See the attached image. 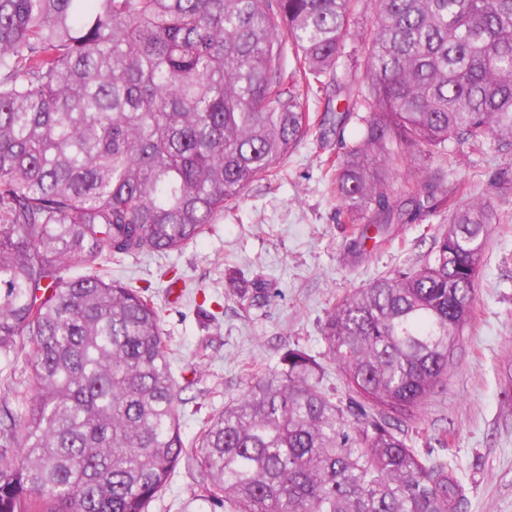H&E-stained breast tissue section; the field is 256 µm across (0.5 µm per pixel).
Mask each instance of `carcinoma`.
<instances>
[{"label":"carcinoma","mask_w":512,"mask_h":512,"mask_svg":"<svg viewBox=\"0 0 512 512\" xmlns=\"http://www.w3.org/2000/svg\"><path fill=\"white\" fill-rule=\"evenodd\" d=\"M359 0H0V512H148L181 464L228 512H462L458 468L406 442L445 387L491 224L452 212L427 262L336 302L324 356L252 373L186 444L178 381L128 256L180 251L305 137ZM361 36L362 139L325 160L347 219L377 231L448 203L445 175L407 177L404 148L512 154V0H378Z\"/></svg>","instance_id":"obj_1"}]
</instances>
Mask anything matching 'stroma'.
Masks as SVG:
<instances>
[{
	"label": "stroma",
	"mask_w": 512,
	"mask_h": 512,
	"mask_svg": "<svg viewBox=\"0 0 512 512\" xmlns=\"http://www.w3.org/2000/svg\"><path fill=\"white\" fill-rule=\"evenodd\" d=\"M340 95L310 97L312 109L349 112L328 143L306 137L228 204L209 230L185 250L164 256L129 257L113 264L112 276L148 288L163 300L162 329L173 352V368L197 364V384L187 389L180 415L182 436L194 443L204 417L223 410L246 387L248 369H272L291 347L323 359L322 329L333 304L381 277L422 266L430 237L448 227L438 213L422 224L393 225L392 238L376 237L358 246L345 219V205L325 173L328 155L343 153L361 138L366 111L360 101L366 78L359 37H348L337 62ZM389 165L401 177L447 168L448 190L457 205L470 199L490 202L497 218L480 268L474 316L444 390L426 402L409 427L414 447L428 452L430 436L446 433L444 458L457 461L467 488L465 512H512V154L458 150L445 161L438 154L406 151ZM171 269L185 286L164 301L160 270ZM261 285L266 297L251 304L243 283ZM149 512H224L209 501L184 468H176L165 492Z\"/></svg>",
	"instance_id": "35a3bbf8"
}]
</instances>
